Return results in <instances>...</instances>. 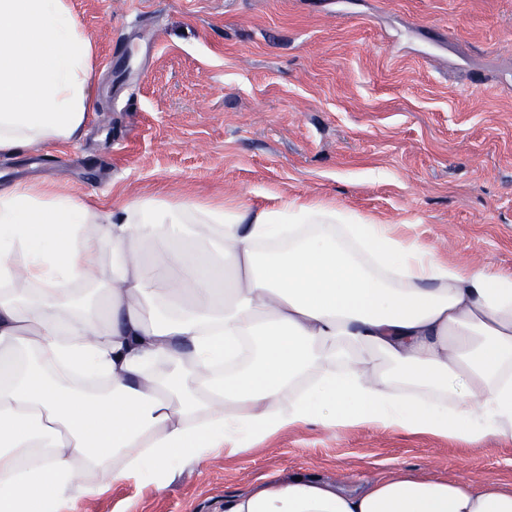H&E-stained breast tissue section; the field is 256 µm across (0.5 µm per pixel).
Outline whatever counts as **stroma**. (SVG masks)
<instances>
[{
  "label": "stroma",
  "mask_w": 512,
  "mask_h": 512,
  "mask_svg": "<svg viewBox=\"0 0 512 512\" xmlns=\"http://www.w3.org/2000/svg\"><path fill=\"white\" fill-rule=\"evenodd\" d=\"M95 39L96 106L70 147L0 156V185L94 204L164 189L293 196L406 223L449 259L512 271V0H68ZM495 479L512 446L310 422L248 451L179 456L51 512H221L298 475Z\"/></svg>",
  "instance_id": "1"
}]
</instances>
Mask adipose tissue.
Listing matches in <instances>:
<instances>
[{
    "label": "adipose tissue",
    "instance_id": "adipose-tissue-1",
    "mask_svg": "<svg viewBox=\"0 0 512 512\" xmlns=\"http://www.w3.org/2000/svg\"><path fill=\"white\" fill-rule=\"evenodd\" d=\"M94 61L67 0H0V155L79 138ZM312 420L512 443V272L325 199L158 190L106 208L0 187V512L160 480L180 455ZM224 512H512V490L304 478Z\"/></svg>",
    "mask_w": 512,
    "mask_h": 512
}]
</instances>
